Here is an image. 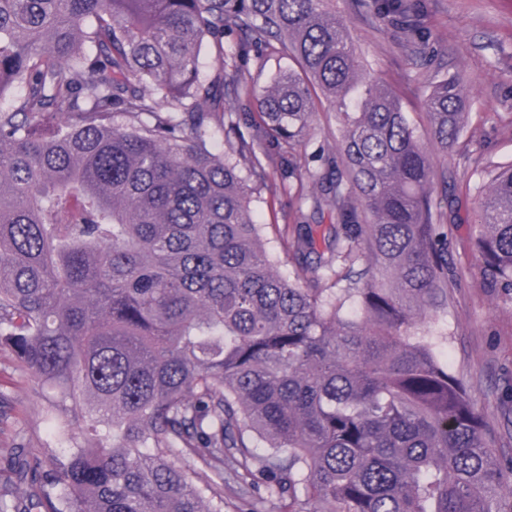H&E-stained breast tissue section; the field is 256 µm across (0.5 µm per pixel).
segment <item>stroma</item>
Masks as SVG:
<instances>
[{"mask_svg":"<svg viewBox=\"0 0 512 512\" xmlns=\"http://www.w3.org/2000/svg\"><path fill=\"white\" fill-rule=\"evenodd\" d=\"M417 13L428 42L411 41L392 19L376 17L365 0H334L332 7L349 25L353 45L367 70L385 82L399 98L408 120L423 126L424 99L434 77L464 73L471 120L447 151L435 153L437 173L448 178L454 200L452 254L456 284L446 314L429 319L434 331L449 330L445 346L458 377L470 389L475 406L495 432L501 457H512V424L504 409L512 404V303L497 289L487 287L481 264L465 246L478 220V178L469 172L472 159L495 165L512 162V0H408ZM238 35L224 38L223 49L205 42L200 52V76L210 78L215 55L223 53L233 65L252 77L256 89L268 86L274 74L288 67L289 58L277 46L266 49V62L254 54H239ZM306 150L295 151L292 176H281L277 166L266 168L264 183L256 184L252 206L264 226L263 238L275 255L282 277L294 272L292 255L283 243L288 224H309L316 238L328 236L336 212L325 206L314 210L313 185L307 168L321 167L316 151L336 154L341 141L336 109L321 102ZM32 373L15 368L7 350H0V448L40 447L46 435L41 422L42 399Z\"/></svg>","mask_w":512,"mask_h":512,"instance_id":"35a3bbf8","label":"stroma"}]
</instances>
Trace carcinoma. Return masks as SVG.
<instances>
[{
    "label": "carcinoma",
    "mask_w": 512,
    "mask_h": 512,
    "mask_svg": "<svg viewBox=\"0 0 512 512\" xmlns=\"http://www.w3.org/2000/svg\"><path fill=\"white\" fill-rule=\"evenodd\" d=\"M330 3L0 0V98L20 88L0 108V347L71 441L0 448V512H224L260 485L277 512H496L512 462L449 333L417 325L456 277L432 150L467 128L466 83L430 82L420 131ZM226 29L298 65L257 93L250 137ZM322 96L342 140L310 178L338 223L322 249L296 225L285 280L251 208L256 144L306 147ZM488 175L469 249L512 300V164Z\"/></svg>",
    "instance_id": "carcinoma-1"
}]
</instances>
